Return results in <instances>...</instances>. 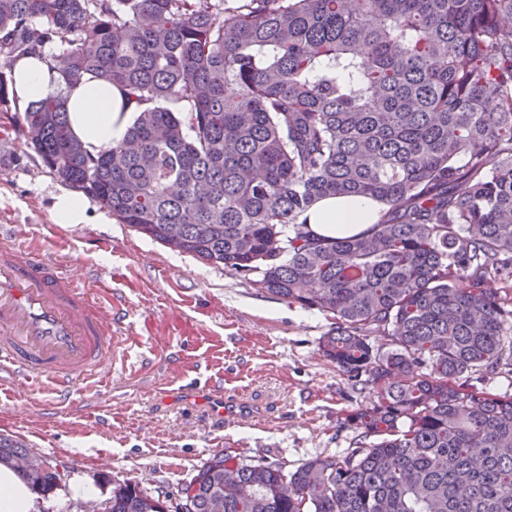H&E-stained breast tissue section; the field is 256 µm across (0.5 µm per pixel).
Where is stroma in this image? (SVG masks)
<instances>
[{"label": "stroma", "instance_id": "obj_1", "mask_svg": "<svg viewBox=\"0 0 512 512\" xmlns=\"http://www.w3.org/2000/svg\"><path fill=\"white\" fill-rule=\"evenodd\" d=\"M1 138L18 159L0 165V225H29L31 245L87 287L110 289L127 327L109 375L71 388L64 407H53L39 382L0 389V435L66 471L43 512H81L76 483L96 486L100 503L115 484L137 483L173 507L214 454L290 472L360 443L342 413L368 404L372 393L323 357L319 339L329 322L322 313L264 293L251 276L171 250L97 202L89 204V223H54L53 198L64 181L3 113ZM217 379L247 417L214 415L185 393Z\"/></svg>", "mask_w": 512, "mask_h": 512}]
</instances>
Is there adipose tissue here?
I'll list each match as a JSON object with an SVG mask.
<instances>
[{
    "label": "adipose tissue",
    "mask_w": 512,
    "mask_h": 512,
    "mask_svg": "<svg viewBox=\"0 0 512 512\" xmlns=\"http://www.w3.org/2000/svg\"><path fill=\"white\" fill-rule=\"evenodd\" d=\"M12 74L19 105L63 91L71 129L92 153L120 139L139 110L124 90L104 79L85 76L71 83L63 81L46 52L14 60ZM305 217L318 236H356L378 221L379 206L367 198L327 197L310 207ZM41 507L38 495L17 472L0 464V512H40Z\"/></svg>",
    "instance_id": "1"
}]
</instances>
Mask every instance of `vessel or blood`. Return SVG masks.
<instances>
[{
    "label": "vessel or blood",
    "mask_w": 512,
    "mask_h": 512,
    "mask_svg": "<svg viewBox=\"0 0 512 512\" xmlns=\"http://www.w3.org/2000/svg\"><path fill=\"white\" fill-rule=\"evenodd\" d=\"M0 244V385L37 378L57 401L112 362V299L82 285L16 226Z\"/></svg>",
    "instance_id": "b4317fda"
}]
</instances>
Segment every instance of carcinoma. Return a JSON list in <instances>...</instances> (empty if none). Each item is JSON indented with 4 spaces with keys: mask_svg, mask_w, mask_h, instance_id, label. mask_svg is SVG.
Masks as SVG:
<instances>
[{
    "mask_svg": "<svg viewBox=\"0 0 512 512\" xmlns=\"http://www.w3.org/2000/svg\"><path fill=\"white\" fill-rule=\"evenodd\" d=\"M47 43L66 81L145 105L121 140L89 153L61 91L19 111L11 60ZM0 59V112L46 168L323 313V355L374 393L343 417L373 445L291 472L215 455L191 512L221 491L223 512H512V395L468 385L512 366V0H0ZM331 196L384 212L321 238L303 215ZM154 500L118 483L104 512Z\"/></svg>",
    "mask_w": 512,
    "mask_h": 512,
    "instance_id": "1",
    "label": "carcinoma"
}]
</instances>
